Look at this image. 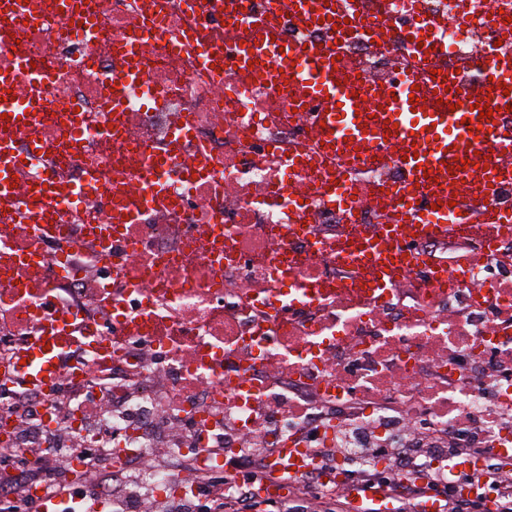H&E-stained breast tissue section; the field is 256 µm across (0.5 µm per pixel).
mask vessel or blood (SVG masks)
Returning <instances> with one entry per match:
<instances>
[{
  "mask_svg": "<svg viewBox=\"0 0 512 512\" xmlns=\"http://www.w3.org/2000/svg\"><path fill=\"white\" fill-rule=\"evenodd\" d=\"M266 2L268 10L289 12L299 28L319 26L327 36L304 45L283 44L264 38L263 18L254 16L250 24L256 36L239 46L240 69L266 64L276 80L291 83L297 107L319 104L314 133L325 151L352 162L372 157L401 172L398 185L385 186L378 194L379 200L396 205L392 223L380 227L378 238H364L357 251L362 267L370 272L366 286L372 295L383 296L400 284L414 262L408 242L398 234L401 227L436 238L451 229L469 234L478 227L489 245L512 233V209L494 200L496 187L512 181V121L506 113L512 106V45L473 54L471 65L480 78L466 86L455 70L443 66L444 51L436 45L435 35L447 28V16L428 17L419 26L398 31L384 10L359 15L350 0ZM354 30L385 48L395 36L422 39L414 54L419 65L433 71L432 81H423L417 69L400 72L395 81L384 84L357 76L334 49L337 37ZM18 73L31 88L48 78L15 53L9 68L0 73V86L10 87ZM485 103L494 113L483 118L478 107ZM0 114L17 133L33 127L38 118L35 105L10 96L0 101ZM12 148L10 138L0 139L1 194L11 193L10 179L18 167L43 158L36 141L24 156ZM327 194L337 209L351 214L362 205L356 189L341 179L331 182ZM50 202L49 189L40 188L22 219L40 223ZM25 359L20 371L30 382L48 391L57 385L56 366L43 344L29 348Z\"/></svg>",
  "mask_w": 512,
  "mask_h": 512,
  "instance_id": "b4317fda",
  "label": "vessel or blood"
}]
</instances>
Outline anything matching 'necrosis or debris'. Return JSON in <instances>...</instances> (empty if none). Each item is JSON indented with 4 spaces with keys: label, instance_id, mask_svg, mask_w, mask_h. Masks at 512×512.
<instances>
[{
    "label": "necrosis or debris",
    "instance_id": "necrosis-or-debris-1",
    "mask_svg": "<svg viewBox=\"0 0 512 512\" xmlns=\"http://www.w3.org/2000/svg\"><path fill=\"white\" fill-rule=\"evenodd\" d=\"M35 6L42 20L16 36L49 79L39 121L16 145L33 137L55 155L23 168L15 196L0 197V453L41 438L104 446L106 461L71 457L66 479L130 470L131 490L110 512H195L201 476L227 459L263 446L274 470L284 449L333 446L350 424L381 440L399 417L455 448L512 445L511 430L471 425L489 409L512 411V273L475 252L467 280L432 284L422 263L439 241L416 237L420 266L406 282L380 301L358 287L334 256L356 234L323 198L334 161L287 163L310 153V119L294 120L262 76L235 74L246 26L212 28L181 0H84L64 17L53 0ZM503 10L493 22L483 0H468L466 24L445 34L449 59L512 41V0ZM171 31L219 44L226 87L191 49L167 47ZM125 36L144 73L128 86L112 67ZM72 107L80 118L69 119ZM184 126L182 152L169 155ZM155 156L166 159L163 204L141 203L135 222L106 235L104 214ZM42 180L56 185L66 217L44 234L10 211ZM48 334L63 341L53 394L15 372ZM270 409L279 421L260 430L256 415ZM155 455L186 472L154 466Z\"/></svg>",
    "mask_w": 512,
    "mask_h": 512
}]
</instances>
